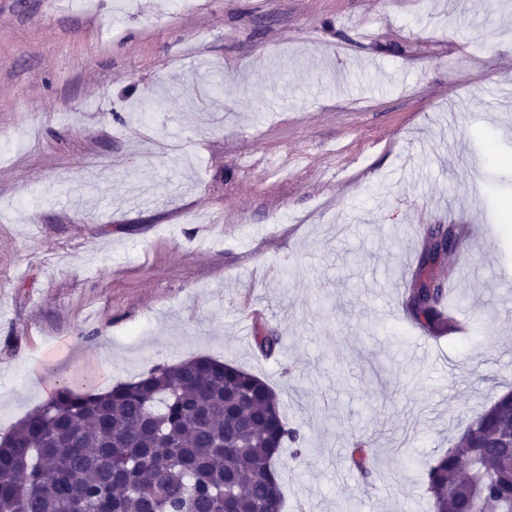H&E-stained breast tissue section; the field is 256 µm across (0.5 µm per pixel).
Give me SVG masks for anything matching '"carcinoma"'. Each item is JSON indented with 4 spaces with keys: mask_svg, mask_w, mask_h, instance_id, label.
Returning <instances> with one entry per match:
<instances>
[{
    "mask_svg": "<svg viewBox=\"0 0 512 512\" xmlns=\"http://www.w3.org/2000/svg\"><path fill=\"white\" fill-rule=\"evenodd\" d=\"M464 234L433 225L405 310L440 335L454 328L449 254ZM270 357L280 337L254 327ZM305 444L278 395L258 376L209 356L157 364L104 393L62 387L0 438V512H281L277 468L286 444ZM363 478L375 449L359 440ZM428 512H512V392L498 396L424 472Z\"/></svg>",
    "mask_w": 512,
    "mask_h": 512,
    "instance_id": "1",
    "label": "carcinoma"
}]
</instances>
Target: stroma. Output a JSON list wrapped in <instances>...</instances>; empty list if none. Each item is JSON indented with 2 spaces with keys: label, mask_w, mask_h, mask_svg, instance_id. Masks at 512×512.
Segmentation results:
<instances>
[{
  "label": "stroma",
  "mask_w": 512,
  "mask_h": 512,
  "mask_svg": "<svg viewBox=\"0 0 512 512\" xmlns=\"http://www.w3.org/2000/svg\"><path fill=\"white\" fill-rule=\"evenodd\" d=\"M510 199L503 0H0V435L101 352L102 392L210 356L308 439L285 512H425L512 390ZM433 224L466 230L469 330L428 345L403 302ZM351 460L363 478H368L376 464L375 449L369 440H359L351 452Z\"/></svg>",
  "instance_id": "stroma-1"
}]
</instances>
